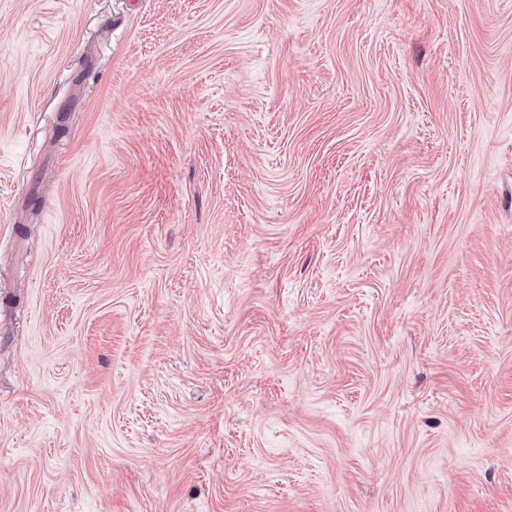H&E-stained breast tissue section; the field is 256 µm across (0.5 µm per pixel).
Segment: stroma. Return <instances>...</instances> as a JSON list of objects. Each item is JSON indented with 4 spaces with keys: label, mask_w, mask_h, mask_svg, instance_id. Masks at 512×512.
<instances>
[{
    "label": "stroma",
    "mask_w": 512,
    "mask_h": 512,
    "mask_svg": "<svg viewBox=\"0 0 512 512\" xmlns=\"http://www.w3.org/2000/svg\"><path fill=\"white\" fill-rule=\"evenodd\" d=\"M0 512H512V0H0Z\"/></svg>",
    "instance_id": "obj_1"
}]
</instances>
